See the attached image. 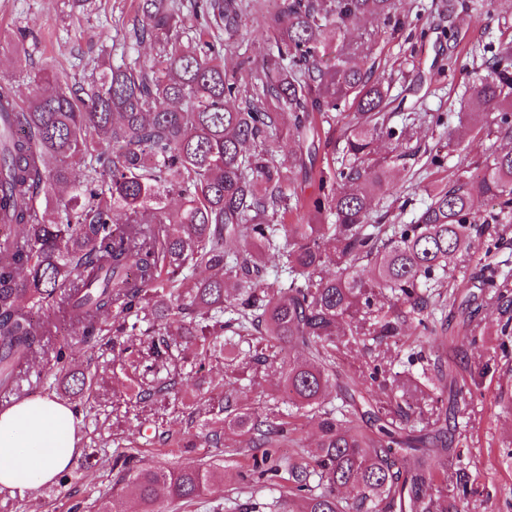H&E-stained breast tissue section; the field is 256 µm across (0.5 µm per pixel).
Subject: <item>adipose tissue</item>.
Listing matches in <instances>:
<instances>
[{
  "label": "adipose tissue",
  "mask_w": 512,
  "mask_h": 512,
  "mask_svg": "<svg viewBox=\"0 0 512 512\" xmlns=\"http://www.w3.org/2000/svg\"><path fill=\"white\" fill-rule=\"evenodd\" d=\"M76 434L74 412L46 397L0 410V489L24 495L53 482L78 455Z\"/></svg>",
  "instance_id": "obj_1"
}]
</instances>
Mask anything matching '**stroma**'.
Returning a JSON list of instances; mask_svg holds the SVG:
<instances>
[{
	"mask_svg": "<svg viewBox=\"0 0 512 512\" xmlns=\"http://www.w3.org/2000/svg\"><path fill=\"white\" fill-rule=\"evenodd\" d=\"M469 9L458 18L448 16V0H397V15L403 27L367 15L358 28L380 34L369 60L374 74L389 87V95L404 100V109H390L389 122L401 125L408 107L441 116V123L418 121L412 142L396 152L392 142L375 145V155L389 163L390 186L375 202L386 223H411L432 190L442 187L453 172L471 170L493 148L512 146V140L488 139L485 135L463 136L459 147L443 166L430 159L449 133L459 126L466 87L484 74L475 46L512 37V0H465ZM239 14L236 29L209 22V36L223 45L224 68L241 85H249L248 62L277 56L273 18L280 0H232ZM139 19L138 0H0V82L12 83L19 102H26L34 89L31 75L50 71L81 81L84 71L103 56L153 62L158 46L136 42L131 33ZM293 139L281 136L275 162L290 170V183L301 202L289 212L290 224H313L317 215L307 201L318 192L317 184L304 170L293 167ZM449 285L441 287L434 300V325L418 333L406 328L400 336L380 342L349 346L337 357L344 372L355 373L370 361H378L388 374L405 378L421 372H453L467 385L466 392L448 402V438L455 450L448 472L463 468L471 476V494L465 512H512V461L503 451L512 448V354L499 349L500 329L507 316L497 291L481 285L482 265L512 274V221L490 225L479 237L475 253H460ZM476 338L467 355L457 354L447 336ZM58 341L67 343L77 369L91 377L88 398L82 399L77 436L81 448H94L99 462L88 468L76 457L67 477L20 496L0 490V512H94V506L109 496L119 478L114 461L121 452L136 453L140 465L170 467L214 463L224 469L222 487L200 503L183 504L177 512H278L279 491L273 487H241L238 470L250 454L247 448L176 447V431H198L203 423L197 408L220 389L236 392L240 406L262 413L270 407L287 410L288 396L282 387L279 367L251 365L231 369L227 360L212 362L205 375L191 372L189 365L169 367L176 382L177 399L163 407L144 408L123 396L125 366L106 346L90 347L79 335L62 331ZM17 398L46 396L61 400L52 375L49 354L38 353Z\"/></svg>",
	"mask_w": 512,
	"mask_h": 512,
	"instance_id": "obj_1",
	"label": "stroma"
}]
</instances>
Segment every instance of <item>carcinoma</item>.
I'll use <instances>...</instances> for the list:
<instances>
[{
    "mask_svg": "<svg viewBox=\"0 0 512 512\" xmlns=\"http://www.w3.org/2000/svg\"><path fill=\"white\" fill-rule=\"evenodd\" d=\"M139 8L136 38L162 42L150 69L123 60L71 86L36 74L23 106L14 86L0 83V393H14L53 333L29 307L53 311L87 343L110 337L145 401L166 399L174 386H151L140 369L189 352L198 374L226 354L278 363L291 411L261 417L227 393L204 408L205 442L224 446L229 429L261 449L242 481L278 476L277 448L310 419L319 442L308 461L288 467L284 512H462L468 480L450 495L435 484L452 451L448 418L376 399L375 388L387 386L378 367L342 380L335 359L342 347L400 334L409 319L429 330L430 288L489 223L475 194L512 218V149L479 163L478 185L464 170L429 194L413 223L385 224L373 200L388 190V169L374 144L409 142L413 124H389L388 89L359 64L375 35L352 24L366 14L401 24L396 0H281L276 43L289 65L254 67L249 89L227 76L210 42L183 44L173 0H140ZM195 8L226 28L238 24L229 0H197ZM483 52L486 75L467 90L483 122L467 131L511 138L512 42ZM342 105L353 108L344 159L319 169L313 201L332 222L269 223L268 209L290 199L271 146L279 116L291 119L302 168L319 140L315 114ZM280 233L288 239L283 291L264 275ZM364 263L373 267L369 280ZM196 267L210 276L188 280ZM378 289L394 298L386 311L374 308ZM226 335L250 337L248 349ZM54 354L64 393L82 397L91 378L71 367L68 346ZM122 467L118 483L132 488L138 512H166L161 488L167 500L188 503L224 480L213 465L141 467L127 455ZM96 512H127L124 492Z\"/></svg>",
    "mask_w": 512,
    "mask_h": 512,
    "instance_id": "cac0c4a2",
    "label": "carcinoma"
}]
</instances>
